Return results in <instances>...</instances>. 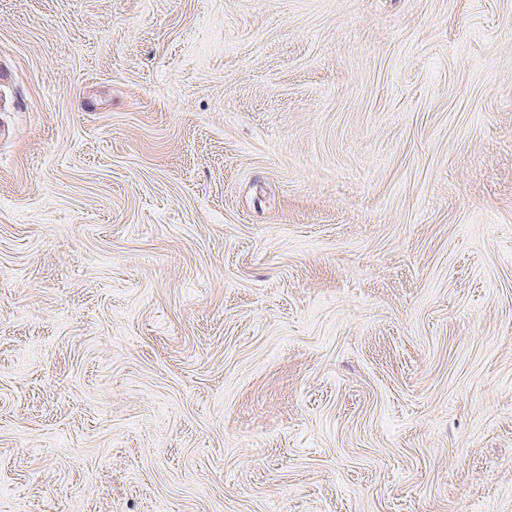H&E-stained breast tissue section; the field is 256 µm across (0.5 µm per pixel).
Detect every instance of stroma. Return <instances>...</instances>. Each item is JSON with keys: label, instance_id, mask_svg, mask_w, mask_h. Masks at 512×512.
Here are the masks:
<instances>
[{"label": "stroma", "instance_id": "1", "mask_svg": "<svg viewBox=\"0 0 512 512\" xmlns=\"http://www.w3.org/2000/svg\"><path fill=\"white\" fill-rule=\"evenodd\" d=\"M0 512H512V0H0Z\"/></svg>", "mask_w": 512, "mask_h": 512}]
</instances>
